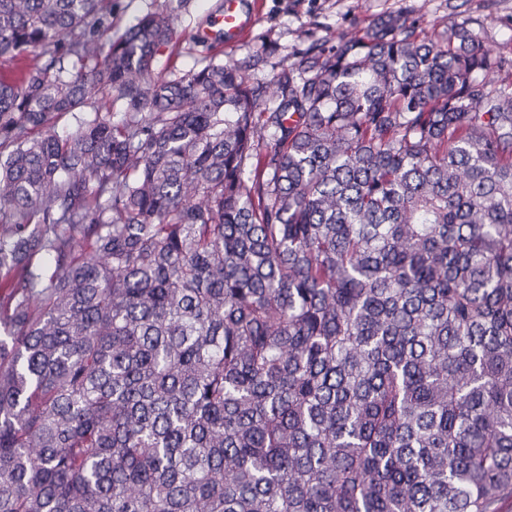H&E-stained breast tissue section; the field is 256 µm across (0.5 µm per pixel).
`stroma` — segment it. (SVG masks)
<instances>
[{
  "instance_id": "obj_1",
  "label": "stroma",
  "mask_w": 512,
  "mask_h": 512,
  "mask_svg": "<svg viewBox=\"0 0 512 512\" xmlns=\"http://www.w3.org/2000/svg\"><path fill=\"white\" fill-rule=\"evenodd\" d=\"M221 0H112V33L120 35L147 13L173 15L178 57L161 52L156 78L201 68L215 57L234 62L252 83H269L280 67L297 61L310 43L357 36L379 19L407 15L423 34L443 30L454 17L470 19L473 32L490 55L512 57V0H263L262 16L251 36L213 49L200 41Z\"/></svg>"
}]
</instances>
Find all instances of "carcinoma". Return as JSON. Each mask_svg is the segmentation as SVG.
<instances>
[{"label": "carcinoma", "instance_id": "1", "mask_svg": "<svg viewBox=\"0 0 512 512\" xmlns=\"http://www.w3.org/2000/svg\"><path fill=\"white\" fill-rule=\"evenodd\" d=\"M173 34L0 0L33 55L0 79V512H504L512 59L400 15L267 85L156 79Z\"/></svg>", "mask_w": 512, "mask_h": 512}]
</instances>
